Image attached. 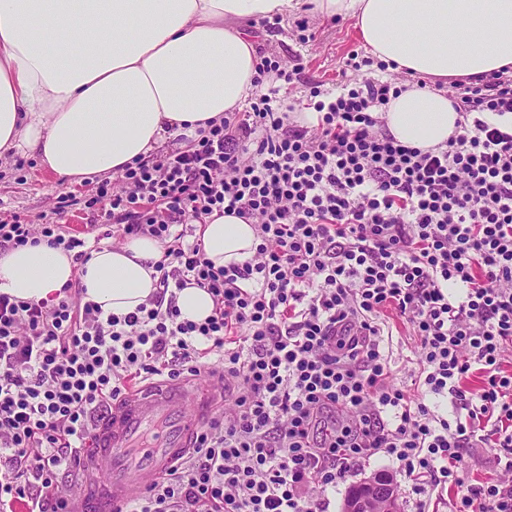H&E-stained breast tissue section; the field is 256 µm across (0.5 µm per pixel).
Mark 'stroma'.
<instances>
[{
    "mask_svg": "<svg viewBox=\"0 0 512 512\" xmlns=\"http://www.w3.org/2000/svg\"><path fill=\"white\" fill-rule=\"evenodd\" d=\"M305 20L311 36L309 42H302L296 27L295 16L281 18L277 28L260 26L251 28L259 48L264 55L279 59L286 67L302 65L300 81L293 85L278 82V95L282 99L305 102L307 85L322 83L324 89L334 90L341 79L359 82L367 78L393 79L391 71L379 70L377 65L360 69H346L345 62L353 53L363 52L364 47L353 26L352 20L332 18L319 14L306 15ZM91 183L60 184L38 161L31 156H15L0 159V218L20 215L33 224L55 222L54 206L57 196L64 191L76 194L87 193ZM382 322L392 337L386 340V351L391 359V382L396 387L414 390L420 372L418 356L419 338L412 327L404 324L395 315L385 314ZM377 472L389 474L395 486L400 512H416L418 503H425L428 512H448V492L444 489L412 490L410 482L404 479L397 466L391 462L374 459L370 464L352 476L345 483L329 492L328 512H342L343 503L351 486L359 484L366 477Z\"/></svg>",
    "mask_w": 512,
    "mask_h": 512,
    "instance_id": "obj_1",
    "label": "stroma"
}]
</instances>
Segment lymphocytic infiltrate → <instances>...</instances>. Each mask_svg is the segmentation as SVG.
Wrapping results in <instances>:
<instances>
[{
	"mask_svg": "<svg viewBox=\"0 0 512 512\" xmlns=\"http://www.w3.org/2000/svg\"><path fill=\"white\" fill-rule=\"evenodd\" d=\"M268 80L293 77L262 57L248 111L91 194H59L57 214L82 207L101 238L158 240V290L123 316L76 281L39 303L0 294V512H63L58 476L113 401L204 371L235 383L230 409L122 512H327L328 492L374 457L415 488L450 487L449 512H512V132L490 121L512 113V77L450 82L461 131L426 151L385 127L394 82L311 87L308 127L261 93ZM215 212L253 224L249 260L215 267L189 238ZM41 242L90 257L66 225L0 220L1 251ZM191 283L215 302L201 322L177 308ZM387 310L420 340L413 395L390 381ZM436 396L453 418L431 410ZM476 442L496 479L463 468Z\"/></svg>",
	"mask_w": 512,
	"mask_h": 512,
	"instance_id": "1",
	"label": "lymphocytic infiltrate"
}]
</instances>
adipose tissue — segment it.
Here are the masks:
<instances>
[{
  "mask_svg": "<svg viewBox=\"0 0 512 512\" xmlns=\"http://www.w3.org/2000/svg\"><path fill=\"white\" fill-rule=\"evenodd\" d=\"M306 13L352 19L373 57L431 80L387 105L407 146L457 133L436 80L512 67V0H0V157L37 156L62 184L120 174L168 130L241 108L259 61L245 23ZM199 233L218 267L256 246L235 216L211 214ZM161 256L148 236L93 250L81 269L43 243L0 251V293L41 302L77 279L86 300L121 316L156 292Z\"/></svg>",
  "mask_w": 512,
  "mask_h": 512,
  "instance_id": "1",
  "label": "adipose tissue"
}]
</instances>
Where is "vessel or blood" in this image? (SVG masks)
<instances>
[{"label":"vessel or blood","instance_id":"b4317fda","mask_svg":"<svg viewBox=\"0 0 512 512\" xmlns=\"http://www.w3.org/2000/svg\"><path fill=\"white\" fill-rule=\"evenodd\" d=\"M217 399V389L202 381L129 387L84 451L87 499L77 512H114L134 499L193 447Z\"/></svg>","mask_w":512,"mask_h":512}]
</instances>
